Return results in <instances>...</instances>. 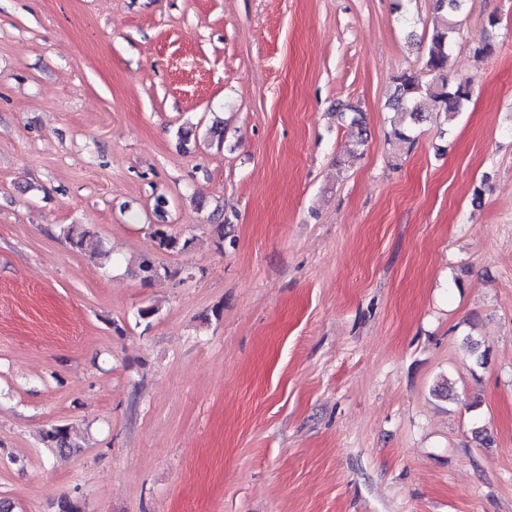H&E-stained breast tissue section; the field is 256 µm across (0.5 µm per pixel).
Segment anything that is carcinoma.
Returning <instances> with one entry per match:
<instances>
[{
	"instance_id": "obj_1",
	"label": "carcinoma",
	"mask_w": 512,
	"mask_h": 512,
	"mask_svg": "<svg viewBox=\"0 0 512 512\" xmlns=\"http://www.w3.org/2000/svg\"><path fill=\"white\" fill-rule=\"evenodd\" d=\"M465 0H436L437 10L440 12L439 20L434 26L428 48L426 70L428 77L415 72L405 71L396 77L395 89L391 107L410 117L413 122L422 120L420 103L429 102L435 111L446 114H455L462 111L471 99V92L463 85H452L448 81V47L457 32L458 21L464 7ZM353 114L350 126L356 128L352 132V151L364 150L366 137L365 129L360 118L361 111L350 103H341L336 108V114L344 116ZM391 136L393 143L399 147L411 144L414 141L412 127L402 122L395 125ZM69 242L78 249H84L87 239L91 235L89 228L82 224H69L63 229ZM155 247L162 251H178L187 245V242L171 234L158 224L152 232ZM138 272L144 282L152 280L158 275V268L151 256L145 254L139 258ZM45 445L61 454L71 453L74 446L70 441L68 428L52 425L43 433Z\"/></svg>"
}]
</instances>
